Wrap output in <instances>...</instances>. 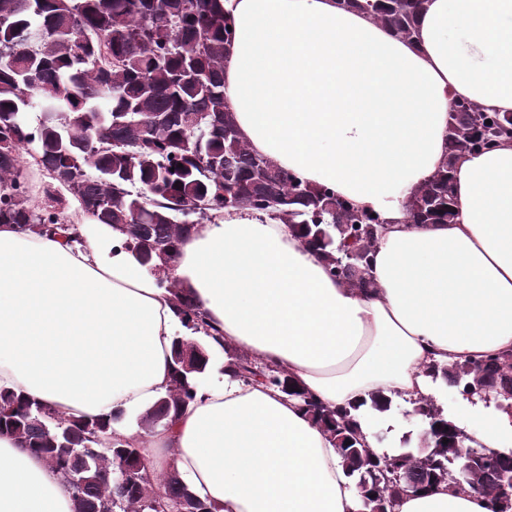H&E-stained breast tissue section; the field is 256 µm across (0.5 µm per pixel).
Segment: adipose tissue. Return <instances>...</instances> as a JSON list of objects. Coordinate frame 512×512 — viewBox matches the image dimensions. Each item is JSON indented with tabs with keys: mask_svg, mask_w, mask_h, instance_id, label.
<instances>
[{
	"mask_svg": "<svg viewBox=\"0 0 512 512\" xmlns=\"http://www.w3.org/2000/svg\"><path fill=\"white\" fill-rule=\"evenodd\" d=\"M235 35L224 98L254 154L327 186L383 223L370 253L376 287L331 276L290 225L247 211L199 225L173 274L209 325L196 399L136 439L130 424L166 394L186 330L157 276L112 226L80 214L77 239L0 224V389L79 419L119 410L153 474L176 469L212 512H359L324 429L297 398L228 371L224 346L287 370L294 385L348 410L366 445L373 396H431L426 369L512 351V141L460 158L451 224H411L405 203L446 161L448 116L466 98L512 112V0H425L412 39L336 0H222ZM456 426L502 449L512 413L466 403ZM0 512H74L56 470L0 433ZM395 512H492L440 482Z\"/></svg>",
	"mask_w": 512,
	"mask_h": 512,
	"instance_id": "1",
	"label": "adipose tissue"
}]
</instances>
